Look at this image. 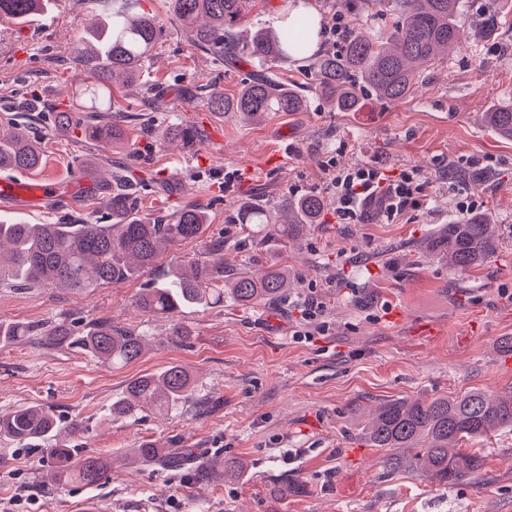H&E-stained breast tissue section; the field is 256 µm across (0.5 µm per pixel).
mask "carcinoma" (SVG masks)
Masks as SVG:
<instances>
[{
  "label": "carcinoma",
  "mask_w": 512,
  "mask_h": 512,
  "mask_svg": "<svg viewBox=\"0 0 512 512\" xmlns=\"http://www.w3.org/2000/svg\"><path fill=\"white\" fill-rule=\"evenodd\" d=\"M348 8V30L340 49L310 56L314 19L283 20L278 30H258L247 44L239 42L236 28L249 15L252 0H169L172 23L189 36L192 46L219 52L227 65L241 57L274 63L288 56L305 58L317 78L315 93L336 112H357L364 100L398 104L417 90V69L448 58L459 48L465 29L490 34L499 28L501 0H484L481 13L468 16L463 0H343ZM105 18L82 36L77 61L84 66L91 98L102 96L111 83L130 86L138 81L143 64L152 57L158 26L149 15L133 16L130 0H96ZM42 6V0H0V17L24 21ZM210 112H237L245 120L259 121L270 112H303L307 100L298 85H285L263 73L246 81L236 96L218 91L206 95ZM88 130L95 141L123 140V132L94 116ZM487 124L504 139H512V103L486 113ZM11 130L0 133V170H34L43 164L40 144L7 119ZM162 142L187 145L195 131L181 123L161 131ZM114 185L104 201L108 221L103 224H0V284L88 289L125 281L151 267L162 251L203 236L207 212L190 203L172 216L140 217L138 196L124 175L113 176ZM325 210L322 197L306 194L275 210L250 204L237 210L235 221L257 226L252 242L259 246L276 241L286 248L302 238ZM428 250L453 271L474 269L497 248L496 225L475 213L443 227L427 242ZM292 287L288 265L272 264L254 272L230 273L224 266V241L212 244L204 256L176 268L155 288H146L135 305L153 316L175 318L188 307H208L229 296L242 307L277 301ZM37 341L65 344L108 365H125L140 359L146 349L143 335L98 319L77 335L65 322L45 329L14 322L0 323V344ZM190 373L181 365L132 380L123 398L112 404V415L132 417L149 409L169 414L193 394ZM60 417L41 404L17 406L0 413V437L25 445L53 440ZM512 427V393L490 396L469 391L455 397L429 401L397 399L379 406L367 428L373 448L391 450L388 467L405 464L450 487L469 480L484 466L481 452L463 448L467 442ZM402 448L408 456L392 453ZM56 464L47 471L54 483L76 480L93 486L106 479L111 464L92 456H77L63 444L50 449ZM166 456L154 441L142 442L127 459L177 468L189 460Z\"/></svg>",
  "instance_id": "1"
}]
</instances>
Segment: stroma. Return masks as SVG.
<instances>
[{"label":"stroma","instance_id":"1","mask_svg":"<svg viewBox=\"0 0 512 512\" xmlns=\"http://www.w3.org/2000/svg\"><path fill=\"white\" fill-rule=\"evenodd\" d=\"M136 9L155 17L161 36L140 86L112 87L139 116L116 147L88 137L91 107L74 51L101 11L87 0H48L25 22L0 19V119L16 118L44 146V164L30 178L67 181L78 168L99 176L90 193L68 194L40 211L0 200V221H96L108 192L102 179L122 172L138 189L142 216L197 203L208 215L206 233L121 283L83 291L0 285V322L64 321L81 331L107 317L148 342L144 356L126 366L65 345H0V412L38 403L63 422L81 421L83 432L68 444L85 456L110 460L152 440L191 449L196 461L176 471L127 464L97 486L59 485L45 477L46 449L0 440V500L26 487L39 498L32 512H512L511 430L482 440L480 474L452 488L390 470L387 450L368 446L361 434L373 410L393 399L512 392V354L502 348L512 338V141L485 120L491 105L512 99V0L497 34L473 32L447 61L423 69L416 93L399 105L335 112L313 94L306 111L273 112L257 124L208 111L180 90L204 85L236 95L263 62L249 58L233 69L191 46L170 22L166 0H137ZM32 99L38 106L29 120ZM58 110L71 114L70 135L52 129ZM174 122L196 127L193 144L154 146ZM366 164L390 176L417 172L422 206L390 221L373 203L349 224L330 208L287 249L254 246L230 221L247 200L278 207L307 193L327 196L336 169ZM467 196L495 224L497 251L476 269L454 272L423 243L440 225L464 219L458 203ZM219 237L229 268L277 260L291 269L294 288L271 304L227 301L173 320L135 307L143 289ZM311 299L321 303L317 320L327 330L295 339ZM175 321L190 331L185 342L169 336ZM171 364L195 378L182 411L113 419L112 403L131 380ZM231 458L249 463L237 479L198 473L200 464L219 467Z\"/></svg>","mask_w":512,"mask_h":512}]
</instances>
